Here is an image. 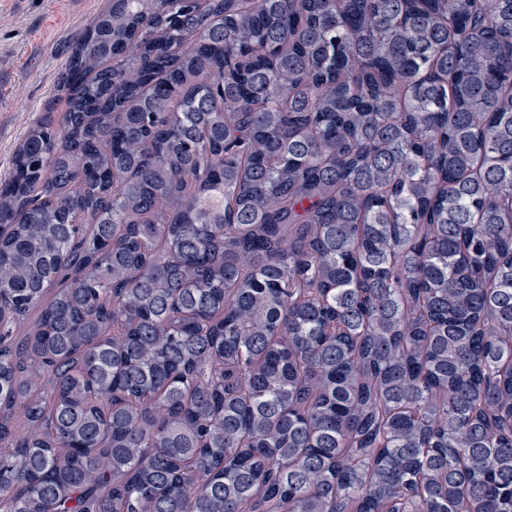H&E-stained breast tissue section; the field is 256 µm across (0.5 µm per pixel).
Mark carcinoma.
I'll list each match as a JSON object with an SVG mask.
<instances>
[{
    "label": "carcinoma",
    "mask_w": 512,
    "mask_h": 512,
    "mask_svg": "<svg viewBox=\"0 0 512 512\" xmlns=\"http://www.w3.org/2000/svg\"><path fill=\"white\" fill-rule=\"evenodd\" d=\"M512 512V0H105L0 181V512Z\"/></svg>",
    "instance_id": "cac0c4a2"
}]
</instances>
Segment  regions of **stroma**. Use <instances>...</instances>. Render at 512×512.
Listing matches in <instances>:
<instances>
[{"label": "stroma", "instance_id": "obj_1", "mask_svg": "<svg viewBox=\"0 0 512 512\" xmlns=\"http://www.w3.org/2000/svg\"><path fill=\"white\" fill-rule=\"evenodd\" d=\"M104 0H0V178L57 90L72 39Z\"/></svg>", "mask_w": 512, "mask_h": 512}]
</instances>
